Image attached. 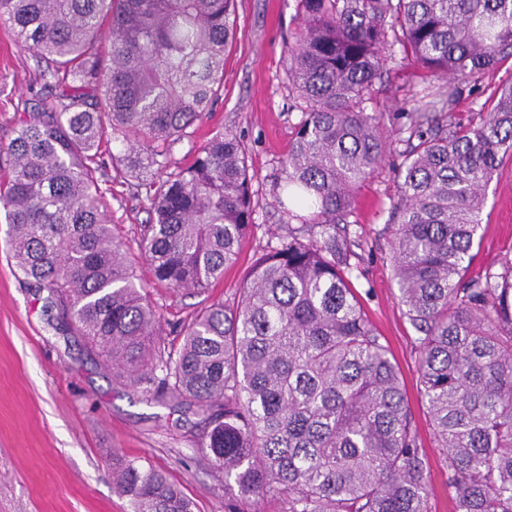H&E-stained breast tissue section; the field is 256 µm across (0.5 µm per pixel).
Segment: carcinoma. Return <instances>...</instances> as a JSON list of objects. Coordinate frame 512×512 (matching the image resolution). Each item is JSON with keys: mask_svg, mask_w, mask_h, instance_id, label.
<instances>
[{"mask_svg": "<svg viewBox=\"0 0 512 512\" xmlns=\"http://www.w3.org/2000/svg\"><path fill=\"white\" fill-rule=\"evenodd\" d=\"M235 2L0 0L53 79L0 146L13 265L126 385L197 408L201 456L234 491L228 512H262L269 494L279 512H431L399 368L350 282L354 195L389 147L364 102L391 35L424 71L495 72L512 58V0H298L288 79L303 109L277 174L287 235L236 302L203 308L168 349L107 216L103 146L125 144L124 173L145 189L139 250L154 280L203 291L222 279L252 227L246 145L228 130L185 167L171 153L224 87ZM457 93L406 114L416 142L393 211L395 279L451 512H512V258L468 275L485 190L512 157V86L479 120L445 124ZM154 167L167 176L144 177ZM112 469L133 512H193L156 468Z\"/></svg>", "mask_w": 512, "mask_h": 512, "instance_id": "cac0c4a2", "label": "carcinoma"}]
</instances>
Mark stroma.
Wrapping results in <instances>:
<instances>
[{
    "mask_svg": "<svg viewBox=\"0 0 512 512\" xmlns=\"http://www.w3.org/2000/svg\"><path fill=\"white\" fill-rule=\"evenodd\" d=\"M236 36L224 62V89L209 116L188 130L172 158L184 165L212 134L230 130L248 148L253 229L238 265L196 293L154 283L137 241L146 223L145 192L127 180L121 143L109 151L103 188L108 213L125 243L149 299L162 316V338L179 346V329L204 306L232 303L245 268L281 233L279 163L289 151L301 113L287 77L285 44L302 27L297 0H236ZM448 78L394 62L365 103L393 140L356 193L349 217L351 280L364 310L383 336L405 384L413 420L431 472L432 512H448V461L430 441L416 390V334L404 316L392 259L389 212L397 200L405 113L428 92H444ZM512 84V60L480 84L460 81L454 114L475 117L501 87ZM37 57L15 44L0 22V142H9L24 106L44 88ZM0 212V512H132L112 481V461L127 457L160 470L195 504L194 512H227L229 498L198 451L202 417L195 407L156 403L123 385L112 369L63 320L45 293L16 272ZM481 242L473 269L512 256V158H505L486 189Z\"/></svg>",
    "mask_w": 512,
    "mask_h": 512,
    "instance_id": "35a3bbf8",
    "label": "stroma"
}]
</instances>
